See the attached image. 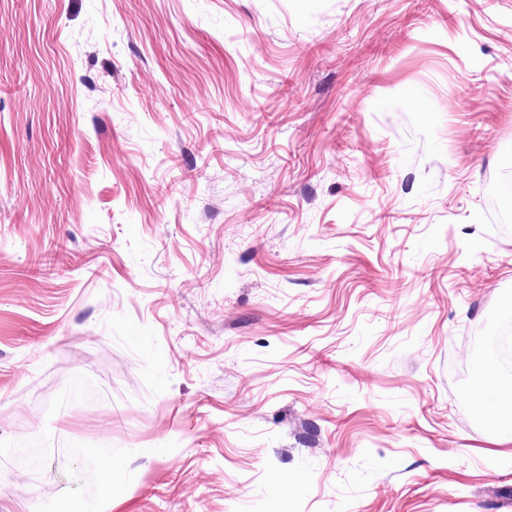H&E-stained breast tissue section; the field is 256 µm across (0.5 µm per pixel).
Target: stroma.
Returning <instances> with one entry per match:
<instances>
[{
	"instance_id": "1",
	"label": "stroma",
	"mask_w": 512,
	"mask_h": 512,
	"mask_svg": "<svg viewBox=\"0 0 512 512\" xmlns=\"http://www.w3.org/2000/svg\"><path fill=\"white\" fill-rule=\"evenodd\" d=\"M511 180L512 0H0V512H512ZM510 337L511 341L509 342ZM479 342L480 347L492 355L504 370L512 372V336H503V338L486 336ZM510 364L511 369L508 368Z\"/></svg>"
}]
</instances>
